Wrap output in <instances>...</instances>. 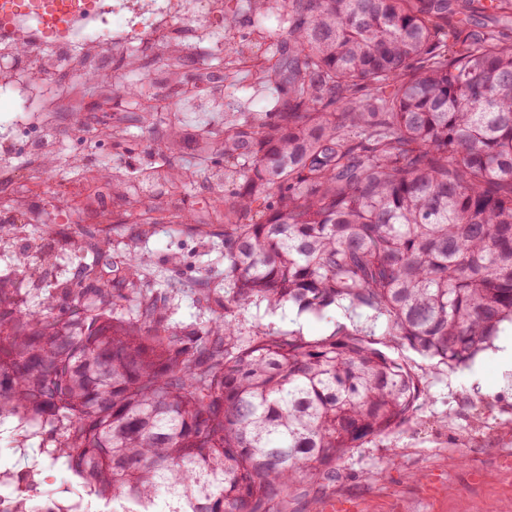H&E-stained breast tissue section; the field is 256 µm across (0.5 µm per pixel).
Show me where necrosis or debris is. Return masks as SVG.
<instances>
[{
  "label": "necrosis or debris",
  "instance_id": "1",
  "mask_svg": "<svg viewBox=\"0 0 512 512\" xmlns=\"http://www.w3.org/2000/svg\"><path fill=\"white\" fill-rule=\"evenodd\" d=\"M224 13L222 0H98L90 20L81 28L55 34L38 55L29 49L42 25L25 17L11 35L0 39V105L15 113L13 123L0 130V183L14 190L0 206L1 224H34L44 209L32 205L36 180L46 179L49 159L64 156L70 168L87 167L81 154H64L54 122L42 125L40 137L29 145L25 166L10 152L11 132L23 126L32 112H54L70 95L67 75L80 77L110 68L116 52H133L153 40L187 49L206 45L224 49L223 29L208 25L206 16Z\"/></svg>",
  "mask_w": 512,
  "mask_h": 512
}]
</instances>
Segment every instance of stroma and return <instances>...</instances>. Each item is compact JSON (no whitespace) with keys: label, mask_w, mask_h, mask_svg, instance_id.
I'll return each instance as SVG.
<instances>
[{"label":"stroma","mask_w":512,"mask_h":512,"mask_svg":"<svg viewBox=\"0 0 512 512\" xmlns=\"http://www.w3.org/2000/svg\"><path fill=\"white\" fill-rule=\"evenodd\" d=\"M185 75L203 82L205 98L223 93L231 106L273 111L275 88L258 84L241 72L233 87L217 77V67L185 56ZM112 82L79 85L80 104L65 101L61 137L68 152L96 162L98 152H111L113 162L128 170L158 165L161 140L173 134L184 144V161L197 172L208 168L195 137L201 126L223 123L221 112L179 114L175 130L149 125L139 102L130 99L110 120L124 133L132 153L99 142L92 104L111 93ZM99 150H90L91 142ZM142 259L141 281L150 292L165 294L171 323L190 333L206 327L224 302V227L220 224H64L47 212L40 224L22 228L0 226V281L19 287L27 307H38L51 281L80 277L93 267L97 279H112V263L127 252ZM342 311L316 316L284 306L274 311L249 307L237 321L244 337L255 327L300 334L308 340L330 335L344 321ZM420 382L423 395L414 419L394 432L352 449L336 470L335 481L324 479L290 489L277 512H326L329 501L344 503L347 512H512V375L480 354L476 381L465 377L466 366L436 364L408 349L384 344Z\"/></svg>","instance_id":"1"}]
</instances>
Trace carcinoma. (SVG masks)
<instances>
[{"instance_id":"carcinoma-1","label":"carcinoma","mask_w":512,"mask_h":512,"mask_svg":"<svg viewBox=\"0 0 512 512\" xmlns=\"http://www.w3.org/2000/svg\"><path fill=\"white\" fill-rule=\"evenodd\" d=\"M245 2L278 23L258 71L281 98L198 133L239 186L182 214L224 225L212 324L172 325L130 252L112 287L88 268L38 310L0 282V424L40 423L13 452L72 475L63 512L82 492L113 512H271L417 411L418 381L370 337L457 366L512 323V38L449 28L471 0ZM481 8L512 24V0ZM228 50L223 80L245 57ZM157 175L192 177L174 155ZM263 303L366 325L241 343L234 309Z\"/></svg>"}]
</instances>
